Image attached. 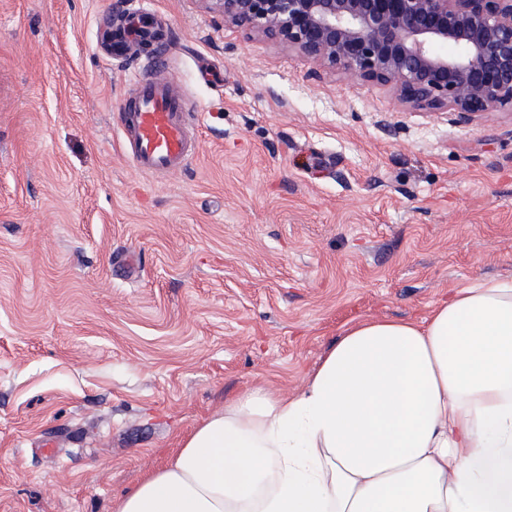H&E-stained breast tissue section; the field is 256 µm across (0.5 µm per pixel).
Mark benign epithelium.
I'll return each instance as SVG.
<instances>
[{
    "label": "benign epithelium",
    "mask_w": 512,
    "mask_h": 512,
    "mask_svg": "<svg viewBox=\"0 0 512 512\" xmlns=\"http://www.w3.org/2000/svg\"><path fill=\"white\" fill-rule=\"evenodd\" d=\"M224 22L357 83L392 85L404 107L466 120L512 106V0H209Z\"/></svg>",
    "instance_id": "obj_1"
}]
</instances>
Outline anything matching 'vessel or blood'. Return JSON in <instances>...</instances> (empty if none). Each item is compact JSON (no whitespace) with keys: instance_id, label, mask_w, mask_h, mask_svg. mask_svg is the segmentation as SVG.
<instances>
[{"instance_id":"1","label":"vessel or blood","mask_w":512,"mask_h":512,"mask_svg":"<svg viewBox=\"0 0 512 512\" xmlns=\"http://www.w3.org/2000/svg\"><path fill=\"white\" fill-rule=\"evenodd\" d=\"M130 37L157 41L159 31L148 10L131 12ZM187 105L172 79L146 63L136 75L119 116L125 154L140 170L164 174L186 167L196 153Z\"/></svg>"}]
</instances>
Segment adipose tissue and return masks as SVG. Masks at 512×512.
<instances>
[{
  "mask_svg": "<svg viewBox=\"0 0 512 512\" xmlns=\"http://www.w3.org/2000/svg\"><path fill=\"white\" fill-rule=\"evenodd\" d=\"M113 512H512V280L353 322L301 388L225 401Z\"/></svg>",
  "mask_w": 512,
  "mask_h": 512,
  "instance_id": "1",
  "label": "adipose tissue"
}]
</instances>
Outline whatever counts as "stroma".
<instances>
[{"instance_id": "1", "label": "stroma", "mask_w": 512, "mask_h": 512, "mask_svg": "<svg viewBox=\"0 0 512 512\" xmlns=\"http://www.w3.org/2000/svg\"><path fill=\"white\" fill-rule=\"evenodd\" d=\"M199 116L163 175L118 113L129 0H0V512H112L224 402L288 394L351 322L512 280V109L471 121L139 0Z\"/></svg>"}]
</instances>
